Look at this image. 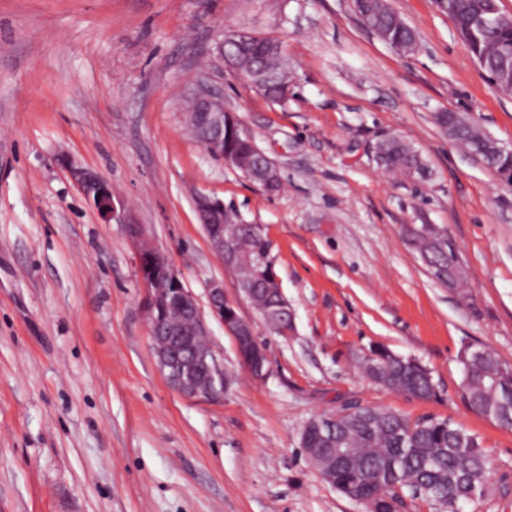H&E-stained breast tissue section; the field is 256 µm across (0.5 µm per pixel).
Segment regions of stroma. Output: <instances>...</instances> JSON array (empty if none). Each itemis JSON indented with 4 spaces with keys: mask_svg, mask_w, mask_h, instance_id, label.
<instances>
[{
    "mask_svg": "<svg viewBox=\"0 0 512 512\" xmlns=\"http://www.w3.org/2000/svg\"><path fill=\"white\" fill-rule=\"evenodd\" d=\"M389 4L418 32V53L392 52L352 0H0V512H367L300 447L311 417L350 402L476 434L491 474L464 512H512V430L468 407L458 360L472 345L512 365V185L437 122L459 112L512 145V95L435 0ZM237 30L282 42L295 77L287 104L217 61ZM208 58L225 103L278 168L279 190L185 131L181 93ZM389 135L421 149L430 181L376 166L372 147ZM73 162L111 182L197 297L223 281L267 349L264 379L211 318L230 390L199 402L169 387L132 243L79 191ZM199 192L272 240L291 336L240 299L198 221ZM406 224L447 228L469 304L430 277ZM373 347L427 366L437 398L371 382L361 363Z\"/></svg>",
    "mask_w": 512,
    "mask_h": 512,
    "instance_id": "35a3bbf8",
    "label": "stroma"
}]
</instances>
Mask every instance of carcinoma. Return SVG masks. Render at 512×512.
<instances>
[{
	"mask_svg": "<svg viewBox=\"0 0 512 512\" xmlns=\"http://www.w3.org/2000/svg\"><path fill=\"white\" fill-rule=\"evenodd\" d=\"M456 31L463 32L473 18L487 8L486 0H440ZM355 14L391 51L408 54L420 48L415 29L390 6L378 0H353ZM272 40L254 41L252 67H267V49ZM467 47L496 87L512 93V16L475 31ZM272 76L257 84V91L268 101L285 103L290 94L291 71L288 56L281 53L270 68ZM455 142L472 154H479L488 167L512 183V155L495 151L479 125L456 112L438 117ZM224 150L235 155L247 171L264 165L247 137L234 125L224 127ZM374 161L382 170L405 179L425 182L431 179L420 149L398 136H386L374 145ZM409 243L419 256L434 265L438 283L448 284V265L453 252L438 247L430 238L428 224L405 228ZM243 247L253 256L272 252L271 241L259 226L241 229ZM463 367V397L481 415L492 414L500 426L512 429V366L501 362L487 349L466 348L460 355ZM364 369L376 383L420 399H434L438 385L432 372L412 357L374 348L364 357ZM359 408L372 413L369 421L346 425L336 422V433L343 447L352 448L356 457L332 474L336 491L350 500L381 501L390 498L410 508L418 499L435 506L438 512H455L454 504L481 498L490 474V461L479 438L448 420L435 417L410 421L392 410L367 405Z\"/></svg>",
	"mask_w": 512,
	"mask_h": 512,
	"instance_id": "1",
	"label": "carcinoma"
}]
</instances>
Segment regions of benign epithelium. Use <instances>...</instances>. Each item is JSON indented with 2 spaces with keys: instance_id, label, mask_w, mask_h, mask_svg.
<instances>
[{
  "instance_id": "1",
  "label": "benign epithelium",
  "mask_w": 512,
  "mask_h": 512,
  "mask_svg": "<svg viewBox=\"0 0 512 512\" xmlns=\"http://www.w3.org/2000/svg\"><path fill=\"white\" fill-rule=\"evenodd\" d=\"M259 34L251 31L233 32L238 48L236 60H231L219 43L217 55L226 67L243 75L251 64L250 47ZM182 118L193 135L206 129L200 144L212 155L237 167L232 156L224 153V124L233 119L224 105V95L209 82V74L201 73L195 87L184 96ZM69 173L81 193L90 187L98 190L93 202L107 224L125 227L132 241L137 277L142 288L143 308L150 323L151 348L157 366L169 385L179 394L195 400L213 401L223 398L231 386L224 376L222 360L212 348L209 331L196 295L187 288L177 268L164 251L144 233L141 225L129 219L124 201L116 196L112 184L98 172L70 166ZM195 208L213 255L237 274V288L259 311L268 326L282 335L295 330V311L286 298L277 274L266 277L258 268L268 263L265 257L252 258L242 253L238 229L245 226L239 216L228 211L224 202L205 194L195 196ZM210 314L233 337L238 357L250 375L263 379L267 375L266 348L258 342L253 325L239 313L238 303L224 292V282L213 280L206 288ZM336 414L313 416L305 428L328 439L330 447L316 453L313 464L326 482L337 467L348 464L353 453L349 448L336 446Z\"/></svg>"
}]
</instances>
